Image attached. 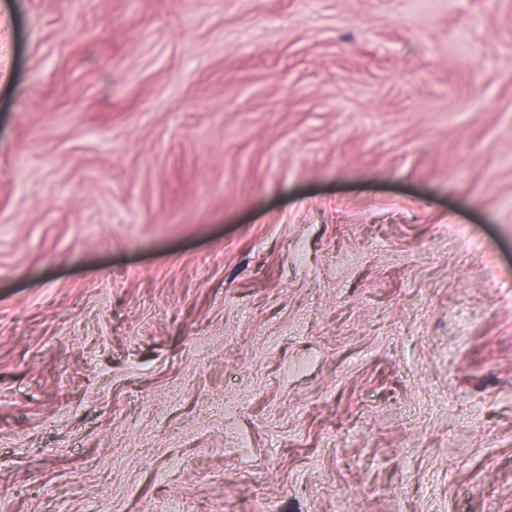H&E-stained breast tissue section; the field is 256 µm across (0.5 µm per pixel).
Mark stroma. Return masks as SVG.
Instances as JSON below:
<instances>
[{"label":"stroma","mask_w":512,"mask_h":512,"mask_svg":"<svg viewBox=\"0 0 512 512\" xmlns=\"http://www.w3.org/2000/svg\"><path fill=\"white\" fill-rule=\"evenodd\" d=\"M512 512V0H0V512Z\"/></svg>","instance_id":"35a3bbf8"}]
</instances>
